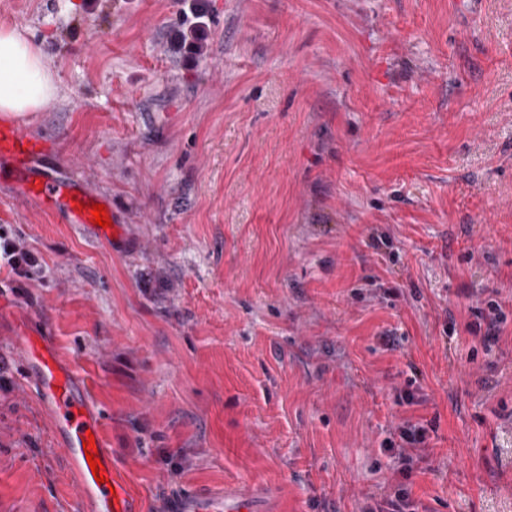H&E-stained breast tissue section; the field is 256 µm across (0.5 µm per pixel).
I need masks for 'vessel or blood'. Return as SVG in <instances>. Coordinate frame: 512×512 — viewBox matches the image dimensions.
Masks as SVG:
<instances>
[{"label":"vessel or blood","mask_w":512,"mask_h":512,"mask_svg":"<svg viewBox=\"0 0 512 512\" xmlns=\"http://www.w3.org/2000/svg\"><path fill=\"white\" fill-rule=\"evenodd\" d=\"M47 141L29 137L17 122H0V167L8 166L22 195L48 210L66 209L72 223L91 226L89 204L96 197L77 181L58 180L44 167ZM23 355L39 395L50 404L54 430L90 512H144L112 463V450L102 433L101 419L85 393V385L58 356L47 337L24 339ZM93 439L102 480H95L83 444ZM165 512H256L249 491L229 496L184 490L170 494Z\"/></svg>","instance_id":"obj_1"}]
</instances>
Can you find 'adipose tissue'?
<instances>
[{
  "label": "adipose tissue",
  "mask_w": 512,
  "mask_h": 512,
  "mask_svg": "<svg viewBox=\"0 0 512 512\" xmlns=\"http://www.w3.org/2000/svg\"><path fill=\"white\" fill-rule=\"evenodd\" d=\"M59 87L48 56L17 29L0 27V112L23 115L48 107Z\"/></svg>",
  "instance_id": "adipose-tissue-1"
}]
</instances>
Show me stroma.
I'll list each match as a JSON object with an SVG mask.
<instances>
[{"label":"stroma","instance_id":"1","mask_svg":"<svg viewBox=\"0 0 512 512\" xmlns=\"http://www.w3.org/2000/svg\"><path fill=\"white\" fill-rule=\"evenodd\" d=\"M0 0L52 59L21 117L112 245L0 173V512H86L21 326L89 379L147 512H512V0ZM497 301L504 319L469 332ZM415 396L407 404L405 392ZM426 430L410 479L385 449ZM188 11H184L186 17L182 28L177 30L171 38V46L175 53H181L186 45L193 48H198V43L206 38V33L203 29L204 22L199 8L196 5H189ZM2 252L14 271L32 275L39 269L38 258L15 242L0 238V259ZM252 498L250 491L224 497L184 490L168 496L165 512H257Z\"/></svg>","mask_w":512,"mask_h":512}]
</instances>
